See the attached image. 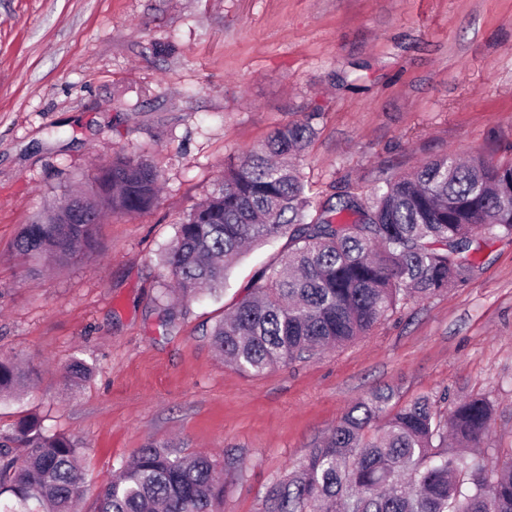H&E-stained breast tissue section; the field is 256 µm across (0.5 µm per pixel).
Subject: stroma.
<instances>
[{
  "label": "stroma",
  "mask_w": 512,
  "mask_h": 512,
  "mask_svg": "<svg viewBox=\"0 0 512 512\" xmlns=\"http://www.w3.org/2000/svg\"><path fill=\"white\" fill-rule=\"evenodd\" d=\"M305 118L296 164L320 201L369 196L449 152L511 162L512 0H0V355L39 372L0 400V432L33 414L81 443L78 512L163 443L216 462L222 512H264L268 486L379 387L446 414L484 396L496 415L482 462L512 453V242L486 235L471 279L258 375L225 363L209 333L287 237L164 320L160 256L179 218L225 158ZM116 151L160 173L153 210L30 273L13 251L23 224ZM76 359L91 368L77 386Z\"/></svg>",
  "instance_id": "35a3bbf8"
}]
</instances>
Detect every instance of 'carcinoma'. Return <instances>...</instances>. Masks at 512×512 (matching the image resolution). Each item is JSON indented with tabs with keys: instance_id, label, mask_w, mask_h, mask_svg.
Wrapping results in <instances>:
<instances>
[{
	"instance_id": "cac0c4a2",
	"label": "carcinoma",
	"mask_w": 512,
	"mask_h": 512,
	"mask_svg": "<svg viewBox=\"0 0 512 512\" xmlns=\"http://www.w3.org/2000/svg\"><path fill=\"white\" fill-rule=\"evenodd\" d=\"M309 120L286 123L243 157L180 218L162 263L187 299L224 288L245 248L288 236V252L259 271L251 291L211 330L213 347L246 374H261L368 334L410 299H428L471 278L479 231L512 240V163L447 154L410 175L385 179L364 200L354 193L316 204L288 157L303 151ZM158 172L117 153L80 193L43 208L14 248L41 271L96 246L108 217L150 211ZM37 377L0 357V398ZM481 396L449 416L423 397L401 406L379 388L353 403L286 478L273 482L264 512H512V454L487 472L470 454L495 417ZM81 446L46 434L35 417L0 433L3 512H73L86 490ZM224 479L210 457L147 445L98 493L97 512H220Z\"/></svg>"
}]
</instances>
